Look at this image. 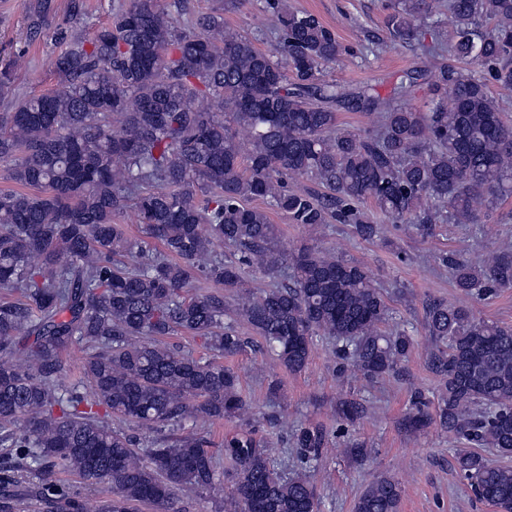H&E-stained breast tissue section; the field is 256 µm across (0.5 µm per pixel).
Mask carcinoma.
Listing matches in <instances>:
<instances>
[{
    "instance_id": "cac0c4a2",
    "label": "carcinoma",
    "mask_w": 512,
    "mask_h": 512,
    "mask_svg": "<svg viewBox=\"0 0 512 512\" xmlns=\"http://www.w3.org/2000/svg\"><path fill=\"white\" fill-rule=\"evenodd\" d=\"M436 0H396L385 27L401 46L421 42ZM448 55L435 74L406 73L382 97L341 91L323 76L342 48L309 12L269 0L276 46L263 51L224 27L218 11L182 23L183 0H126L92 39L61 31L53 65L61 89L13 99L0 112V159L18 156L0 192V512L24 500L42 512H83L79 496L50 480L57 470L104 483L100 512L135 503L168 508L177 490L224 495V473L197 424L248 408L224 364L163 342L180 332L220 355L248 347L224 321V291L290 372L308 364L313 339L331 343L341 371L373 380L397 371L414 342L367 269L303 246L278 247L270 212L293 224H350L359 237L382 226L362 209L372 200L391 224H479L475 200L512 196V0H443ZM52 21L51 0L27 13L34 40ZM20 58L0 67L12 90ZM418 111L399 103L422 84ZM371 112L375 129L342 128L337 110ZM251 138L240 154L239 130ZM307 177L324 188H290ZM259 200L262 206L250 202ZM134 206L141 235L116 215ZM227 245L235 260L218 251ZM455 288L487 296L512 288V241L477 264L438 256ZM276 280L255 294L243 272ZM204 277L219 289L191 293ZM426 363L437 376L435 406L417 391L406 425L436 420L465 448L457 469L476 496L512 512V326L463 305L430 300L423 323ZM83 344L89 386L56 384L61 354ZM157 433L137 448L112 417ZM322 430L302 427L293 447L306 471L284 477L244 430L224 435L234 512H318L312 476ZM398 481L380 477L354 512H400Z\"/></svg>"
}]
</instances>
